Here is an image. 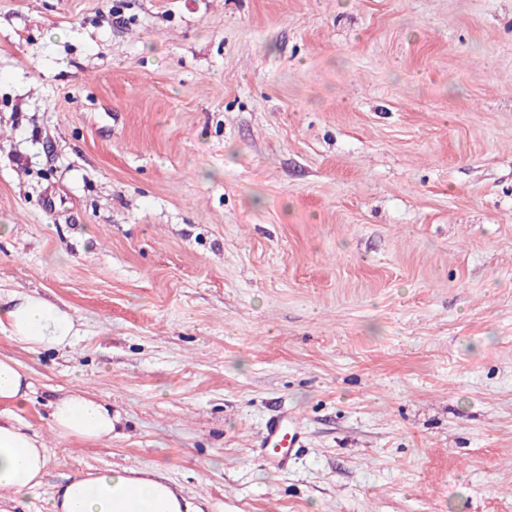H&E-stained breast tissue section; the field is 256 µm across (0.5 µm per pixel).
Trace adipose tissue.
Masks as SVG:
<instances>
[{
    "instance_id": "ef3b65f1",
    "label": "adipose tissue",
    "mask_w": 512,
    "mask_h": 512,
    "mask_svg": "<svg viewBox=\"0 0 512 512\" xmlns=\"http://www.w3.org/2000/svg\"><path fill=\"white\" fill-rule=\"evenodd\" d=\"M0 335L27 350H64L78 336L73 314L34 292L0 296ZM30 375L10 357L0 358V507L22 505L41 483L47 464L43 440L17 412L32 401ZM50 429L63 439L111 440L116 418L109 403L74 389L50 403ZM47 512H201L163 475L109 468L68 476L52 493Z\"/></svg>"
}]
</instances>
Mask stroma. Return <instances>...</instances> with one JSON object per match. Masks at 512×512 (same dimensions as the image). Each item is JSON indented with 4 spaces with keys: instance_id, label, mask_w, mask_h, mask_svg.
<instances>
[{
    "instance_id": "1",
    "label": "stroma",
    "mask_w": 512,
    "mask_h": 512,
    "mask_svg": "<svg viewBox=\"0 0 512 512\" xmlns=\"http://www.w3.org/2000/svg\"><path fill=\"white\" fill-rule=\"evenodd\" d=\"M0 335L48 451L204 512H512V0H0ZM81 388L120 421L56 437ZM299 418L288 470L270 417ZM0 334L27 350H65L78 336L73 314L36 292L0 293Z\"/></svg>"
}]
</instances>
